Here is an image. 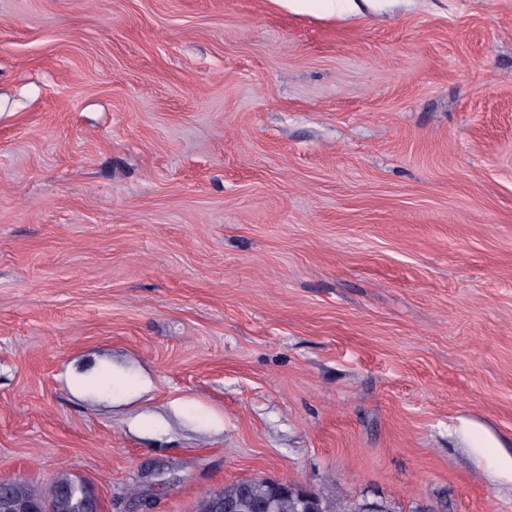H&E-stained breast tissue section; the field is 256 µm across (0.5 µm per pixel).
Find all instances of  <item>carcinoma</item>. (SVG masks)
<instances>
[{
    "mask_svg": "<svg viewBox=\"0 0 512 512\" xmlns=\"http://www.w3.org/2000/svg\"><path fill=\"white\" fill-rule=\"evenodd\" d=\"M224 499L236 505V512H254L259 505L269 506V512H360L359 507L341 503L318 493L302 496L287 490L272 479H245L224 487ZM91 496L92 490L61 475L45 494L17 481H0V512H32L41 506L44 512H67L62 505L78 496Z\"/></svg>",
    "mask_w": 512,
    "mask_h": 512,
    "instance_id": "obj_1",
    "label": "carcinoma"
}]
</instances>
